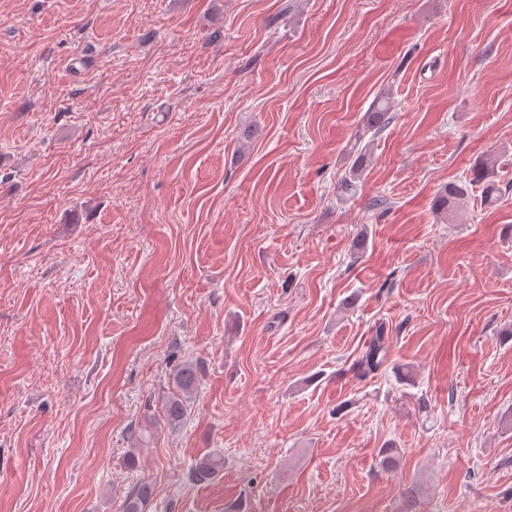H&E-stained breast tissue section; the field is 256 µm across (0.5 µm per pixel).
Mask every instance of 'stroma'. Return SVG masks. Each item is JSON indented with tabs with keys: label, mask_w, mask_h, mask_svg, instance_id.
I'll list each match as a JSON object with an SVG mask.
<instances>
[{
	"label": "stroma",
	"mask_w": 512,
	"mask_h": 512,
	"mask_svg": "<svg viewBox=\"0 0 512 512\" xmlns=\"http://www.w3.org/2000/svg\"><path fill=\"white\" fill-rule=\"evenodd\" d=\"M510 224L512 0H0V512H512ZM388 93L381 95L373 104L372 111L368 112L366 126L379 132L388 124L387 114L391 109V101ZM496 163V162H495ZM495 163L480 162L472 169L471 177L454 183L444 190L442 206H448L450 199H464L470 194L471 187L479 185L485 200H492L502 192L498 179V166ZM386 354L387 346L384 328L381 325L358 361V372L360 375L367 376L377 372L384 364ZM197 381V372L193 367H183L177 371L174 383L177 390L165 403V418L170 425L180 424L187 415L186 395ZM224 470V457L219 452L206 454L190 473L191 480L199 485L213 482ZM152 497V485L146 481L140 482L127 495L124 503V512H146Z\"/></svg>",
	"instance_id": "obj_1"
}]
</instances>
